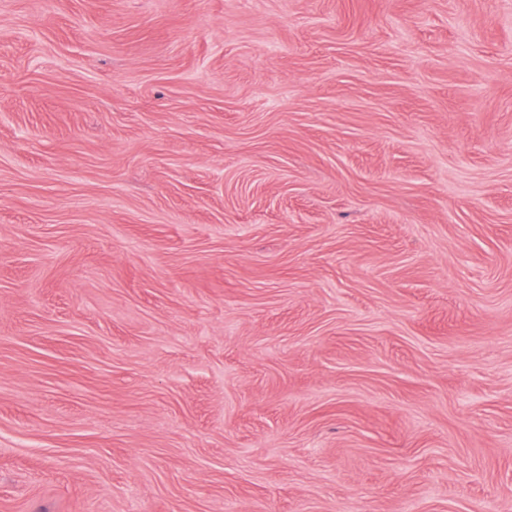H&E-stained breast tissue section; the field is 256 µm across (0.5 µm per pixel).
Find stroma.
Here are the masks:
<instances>
[{"label": "stroma", "instance_id": "stroma-1", "mask_svg": "<svg viewBox=\"0 0 512 512\" xmlns=\"http://www.w3.org/2000/svg\"><path fill=\"white\" fill-rule=\"evenodd\" d=\"M0 512H512V0H0Z\"/></svg>", "mask_w": 512, "mask_h": 512}]
</instances>
